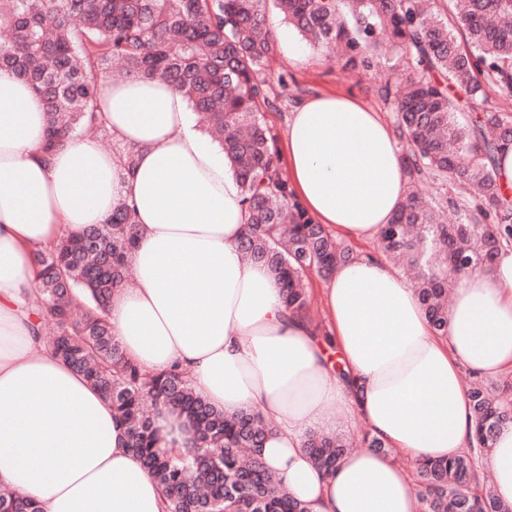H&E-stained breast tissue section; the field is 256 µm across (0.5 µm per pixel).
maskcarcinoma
<instances>
[{"mask_svg": "<svg viewBox=\"0 0 512 512\" xmlns=\"http://www.w3.org/2000/svg\"><path fill=\"white\" fill-rule=\"evenodd\" d=\"M283 19L312 45L336 48L344 66L372 71L386 39L407 60L405 79L386 81L384 96L398 116L408 176L405 198L377 238V250L417 271L413 287L431 331L445 334L448 289L472 268L489 271L512 239V206L504 200L494 158L512 143V111L466 112L449 95L512 100V0H454L446 22L425 0H272ZM0 69L27 82L45 104L51 155L67 137L97 129L98 83L117 71L163 79L204 114L207 132L224 149L240 184L249 219L240 241L248 261L267 266L282 288L285 309L329 338L309 315L307 281L326 280L357 252L318 223L298 199L286 173L261 78L277 55L265 0H0ZM478 186L474 206L456 208L447 224L412 190L419 177ZM137 241L131 209L120 205L102 224L33 253L39 300L34 332L112 405L126 428L128 448L165 492L167 512H310L280 487L260 448L274 427L258 412L228 415L173 367L151 373L131 363L112 335L107 310L128 278L127 257ZM53 331L45 335V323ZM473 436L450 460L416 462L422 512H512L476 466L512 426V379L479 377L467 389ZM165 406L194 429L191 448L175 451L148 408ZM353 441L310 431L304 447L326 474ZM0 512H41L13 490L0 494Z\"/></svg>", "mask_w": 512, "mask_h": 512, "instance_id": "1", "label": "carcinoma"}]
</instances>
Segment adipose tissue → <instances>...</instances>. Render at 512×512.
I'll return each mask as SVG.
<instances>
[{"instance_id": "ef3b65f1", "label": "adipose tissue", "mask_w": 512, "mask_h": 512, "mask_svg": "<svg viewBox=\"0 0 512 512\" xmlns=\"http://www.w3.org/2000/svg\"><path fill=\"white\" fill-rule=\"evenodd\" d=\"M98 106L113 140L135 149L133 167L88 136L44 154L41 97L0 70V485L35 499L41 512H165L111 404L32 337V249L103 223L125 204L138 241L109 320L126 356L153 373L179 365L226 413L274 419L263 457L312 512H421L414 480L394 457L461 454L473 431L461 371H512V242L493 272L459 279L443 336L432 334L414 288L384 258L339 265L322 288L327 343L284 309L267 267L240 254L241 190L182 94L160 79H106ZM284 143L288 178L317 222L345 239H376L407 188L381 115L319 93L294 105ZM338 406L387 451L354 449L327 476L304 441L313 427L333 425ZM483 464L498 498L512 504V427Z\"/></svg>"}]
</instances>
